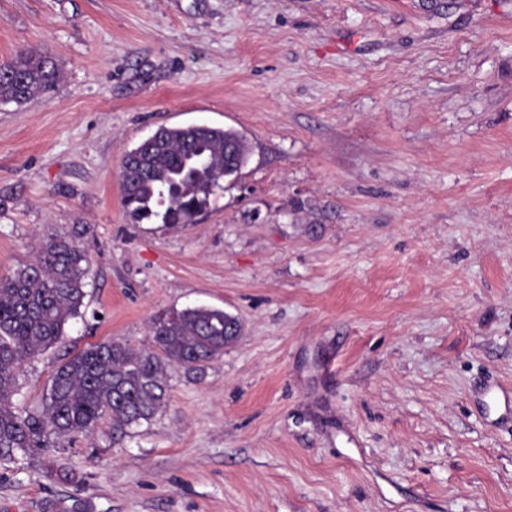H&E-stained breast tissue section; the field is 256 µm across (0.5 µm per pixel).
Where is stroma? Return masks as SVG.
Wrapping results in <instances>:
<instances>
[{"label": "stroma", "mask_w": 512, "mask_h": 512, "mask_svg": "<svg viewBox=\"0 0 512 512\" xmlns=\"http://www.w3.org/2000/svg\"><path fill=\"white\" fill-rule=\"evenodd\" d=\"M63 79L0 105V276L76 235L82 318L17 373L209 305L242 334L121 442L0 461V512H512V0H0V63ZM242 132L195 223H132L124 149ZM61 78L58 64L49 56L21 50L0 65V104L23 105L52 91Z\"/></svg>", "instance_id": "obj_1"}]
</instances>
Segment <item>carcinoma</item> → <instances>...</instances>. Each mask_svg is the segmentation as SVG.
Returning <instances> with one entry per match:
<instances>
[{
    "instance_id": "1",
    "label": "carcinoma",
    "mask_w": 512,
    "mask_h": 512,
    "mask_svg": "<svg viewBox=\"0 0 512 512\" xmlns=\"http://www.w3.org/2000/svg\"><path fill=\"white\" fill-rule=\"evenodd\" d=\"M61 78L49 56L21 50L0 65V104L23 105L52 91ZM250 145L233 128L160 127L124 152L121 202L140 223H195L222 182L248 163ZM89 261L70 237L40 240L33 261L0 278V459L23 460L33 448H56L112 420V437L151 422L169 394L167 372L179 367L200 380L207 365L241 334L237 316L220 308L171 309L150 327L151 347L90 344L53 372L39 413L13 402L17 372L59 344L81 316Z\"/></svg>"
}]
</instances>
